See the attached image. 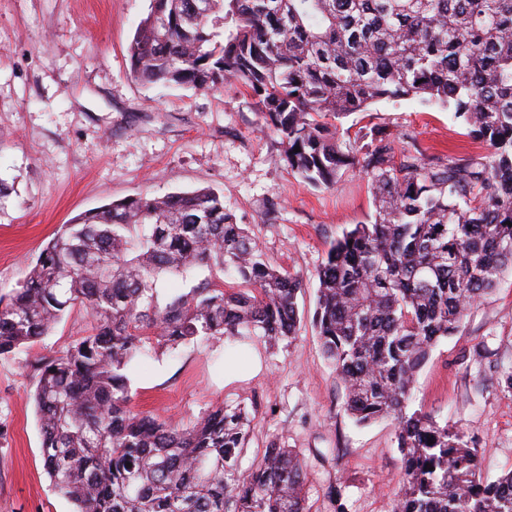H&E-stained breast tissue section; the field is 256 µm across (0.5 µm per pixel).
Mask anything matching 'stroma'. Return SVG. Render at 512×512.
<instances>
[{
	"instance_id": "1",
	"label": "stroma",
	"mask_w": 512,
	"mask_h": 512,
	"mask_svg": "<svg viewBox=\"0 0 512 512\" xmlns=\"http://www.w3.org/2000/svg\"><path fill=\"white\" fill-rule=\"evenodd\" d=\"M150 0H0V294L18 287L59 225L139 195L208 186L260 244L271 264L299 273L304 317L291 339L231 345L201 339L135 363L132 406L181 426L219 404L245 407L250 435L242 469L265 448L298 451L309 466L308 512H333L328 485L347 512H391L400 487L395 425H356L306 312L330 243L369 223L363 174L346 170L332 189L305 183L284 160L244 86L233 79L202 93L145 85L128 47ZM341 141L364 127L394 137L396 155L485 154L453 112L415 100L382 102L336 118ZM90 327L68 314L32 349L0 358V512H73L43 469L29 365ZM512 273L476 302L458 334L441 341L419 372L413 408L463 430L485 448L489 478L512 471Z\"/></svg>"
}]
</instances>
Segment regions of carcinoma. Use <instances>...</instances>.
<instances>
[{"label":"carcinoma","mask_w":512,"mask_h":512,"mask_svg":"<svg viewBox=\"0 0 512 512\" xmlns=\"http://www.w3.org/2000/svg\"><path fill=\"white\" fill-rule=\"evenodd\" d=\"M194 2L151 0L129 46L134 77L200 91L235 79L306 182L330 188L350 167L370 181L373 221L328 249L312 323L347 414L395 423L394 512H512V471L488 480L486 449L409 410L437 343L512 269V0H205L203 17ZM398 99L452 110L488 154L396 161L394 140L374 127L338 142L328 118ZM210 263L247 288L201 282L160 296L164 276ZM302 288L207 187L114 201L60 225L21 288L0 296V356L77 307L91 319L30 363L54 490L75 512H307L293 450L273 444L239 470L246 411L216 405L183 427L134 411L130 393L133 363L150 352L294 336Z\"/></svg>","instance_id":"1"}]
</instances>
